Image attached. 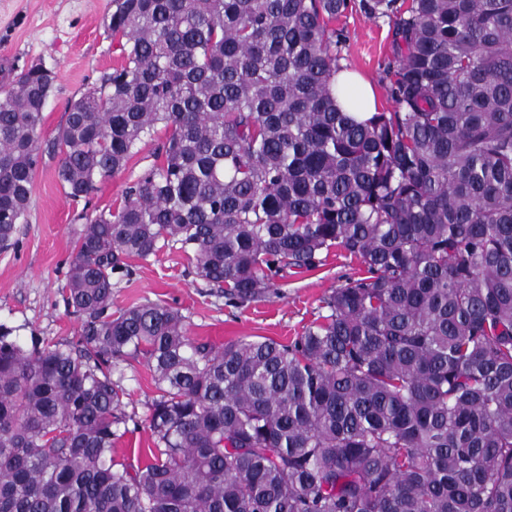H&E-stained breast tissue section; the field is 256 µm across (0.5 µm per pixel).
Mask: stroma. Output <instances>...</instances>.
Masks as SVG:
<instances>
[{
  "instance_id": "1",
  "label": "stroma",
  "mask_w": 512,
  "mask_h": 512,
  "mask_svg": "<svg viewBox=\"0 0 512 512\" xmlns=\"http://www.w3.org/2000/svg\"><path fill=\"white\" fill-rule=\"evenodd\" d=\"M111 0H0V88L14 75L39 64L55 74L53 91L43 112V132L51 134L65 119L69 103L78 98L101 71L116 65L118 53L106 28ZM345 40L341 63L368 78L379 111L390 112L387 70L394 64L393 27L388 19L366 15L358 0L337 20ZM153 142H142L126 169L101 184L94 204L115 206L124 188L150 161ZM58 157L42 156L34 175L29 220L19 225L13 247L0 249V324L11 328L23 346L32 342L76 340L80 322L64 305L61 289L71 260L80 204L66 198L55 178ZM130 274L112 277V309L119 312L147 302L179 308L187 332L221 345L242 336L271 338L281 343L299 336L320 312L322 298L361 266L330 255L316 270L276 280L267 294L245 306L227 303L223 293L196 273L179 249L167 247L156 257L130 262ZM121 407L127 433L114 449L116 460L138 466L152 446L147 404L155 385L142 360L123 363Z\"/></svg>"
}]
</instances>
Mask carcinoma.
<instances>
[{
  "label": "carcinoma",
  "instance_id": "cac0c4a2",
  "mask_svg": "<svg viewBox=\"0 0 512 512\" xmlns=\"http://www.w3.org/2000/svg\"><path fill=\"white\" fill-rule=\"evenodd\" d=\"M350 0H112L120 63L46 139L84 200L75 341L0 325V512H512V0H361L394 25L392 112L331 82ZM55 77L0 90V249L28 221ZM168 132L115 208L97 185ZM179 246L234 305L332 250L358 261L289 344L112 314L126 259ZM153 448L130 468L121 364ZM336 102L345 111L355 113L360 120L367 117V113L376 112V100L370 83L362 77L341 71L336 74L334 86ZM120 384L127 395L123 398L122 412L127 419L128 433L115 444L113 456L128 466L143 462L148 448H153L146 403L155 396L151 372L141 359H129L122 364Z\"/></svg>",
  "mask_w": 512,
  "mask_h": 512
}]
</instances>
